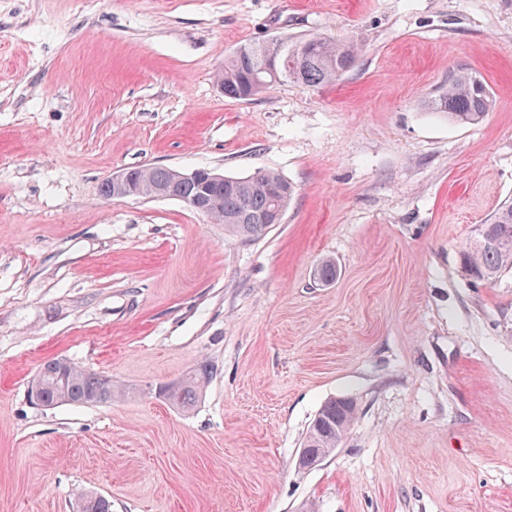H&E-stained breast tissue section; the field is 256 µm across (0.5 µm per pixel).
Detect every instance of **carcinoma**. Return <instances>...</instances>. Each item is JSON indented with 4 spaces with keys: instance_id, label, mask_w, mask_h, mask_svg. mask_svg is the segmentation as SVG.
<instances>
[{
    "instance_id": "1",
    "label": "carcinoma",
    "mask_w": 512,
    "mask_h": 512,
    "mask_svg": "<svg viewBox=\"0 0 512 512\" xmlns=\"http://www.w3.org/2000/svg\"><path fill=\"white\" fill-rule=\"evenodd\" d=\"M356 46L330 37L279 36L265 43L239 45L216 74L224 96L248 100L280 81L288 80L308 87L335 82L350 71L358 57ZM431 110L449 120L478 124L488 115L492 100L488 85L477 73L461 69L448 82V90L428 102ZM134 181L151 189L174 178V170L158 166L131 168ZM288 187L283 208H288L295 189L280 174L264 170L250 176L224 177V192L216 200V209L224 213V230L242 240L267 232L269 224H246L239 219L243 209L262 215L274 208V197L281 186ZM461 264L475 281L491 284L505 271L512 270V202L501 205L482 233L474 234L462 250ZM41 393L46 406L62 404L96 405L123 399L130 390L85 369L74 367L64 387H59V368L51 359L39 369ZM212 377V368L202 362L190 366L175 383L159 386V397L170 406L190 411ZM358 411L350 397L327 401L310 423L301 443L311 455L328 456L336 449L352 425ZM82 512H112L111 501L103 495L82 498Z\"/></svg>"
}]
</instances>
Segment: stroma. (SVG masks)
<instances>
[{
    "mask_svg": "<svg viewBox=\"0 0 512 512\" xmlns=\"http://www.w3.org/2000/svg\"><path fill=\"white\" fill-rule=\"evenodd\" d=\"M312 34L355 67L218 87L238 45ZM462 68L494 97L476 126L427 107ZM132 166L296 194L245 241L101 195ZM509 199L512 0H0V512H512V271L461 269ZM52 358L131 394L34 405ZM198 362L193 410L156 398ZM339 397L355 422L300 469ZM358 411L357 402L350 397L334 398L327 401L310 423L301 443L298 464L316 466L336 449L347 430L352 425ZM308 453L322 458L312 457Z\"/></svg>",
    "mask_w": 512,
    "mask_h": 512,
    "instance_id": "35a3bbf8",
    "label": "stroma"
}]
</instances>
